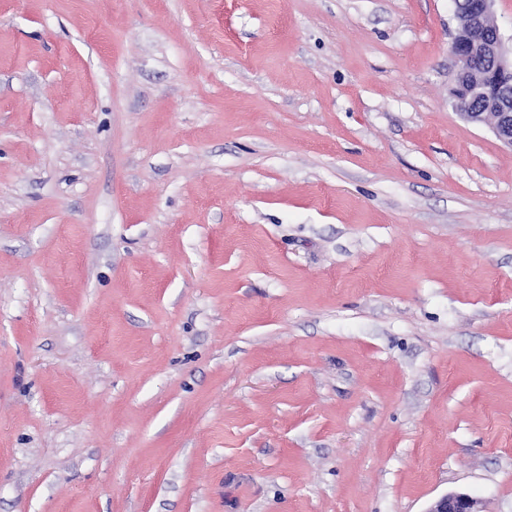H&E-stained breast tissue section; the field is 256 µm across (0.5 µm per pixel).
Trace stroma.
I'll return each mask as SVG.
<instances>
[{
    "label": "stroma",
    "mask_w": 512,
    "mask_h": 512,
    "mask_svg": "<svg viewBox=\"0 0 512 512\" xmlns=\"http://www.w3.org/2000/svg\"><path fill=\"white\" fill-rule=\"evenodd\" d=\"M454 0H0V512H512V150ZM427 512H481L477 501L465 493H449L433 502Z\"/></svg>",
    "instance_id": "stroma-1"
}]
</instances>
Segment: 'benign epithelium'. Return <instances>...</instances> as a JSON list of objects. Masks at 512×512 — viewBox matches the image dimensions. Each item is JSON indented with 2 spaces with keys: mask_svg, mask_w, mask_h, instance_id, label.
Listing matches in <instances>:
<instances>
[{
  "mask_svg": "<svg viewBox=\"0 0 512 512\" xmlns=\"http://www.w3.org/2000/svg\"><path fill=\"white\" fill-rule=\"evenodd\" d=\"M495 0H455L460 23L449 53L456 65L450 98L457 114L474 125H487L512 148V57L495 20ZM426 512H480L465 493H449Z\"/></svg>",
  "mask_w": 512,
  "mask_h": 512,
  "instance_id": "obj_1",
  "label": "benign epithelium"
}]
</instances>
